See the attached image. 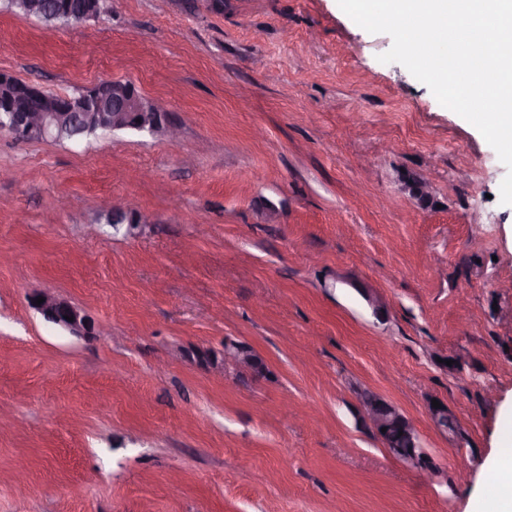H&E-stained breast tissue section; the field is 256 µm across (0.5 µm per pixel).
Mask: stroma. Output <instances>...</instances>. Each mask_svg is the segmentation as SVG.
Masks as SVG:
<instances>
[{
	"label": "stroma",
	"instance_id": "1",
	"mask_svg": "<svg viewBox=\"0 0 512 512\" xmlns=\"http://www.w3.org/2000/svg\"><path fill=\"white\" fill-rule=\"evenodd\" d=\"M391 45L337 0H108L53 29L0 0V71L129 81L181 128L0 131V512H481L512 433L506 168ZM130 199L150 222L113 231ZM46 291L106 335L45 321ZM228 340L265 375L219 376ZM361 415L371 428L377 432L384 447L388 448L394 455L425 472L431 474L435 472L436 466L427 459L425 452L420 447L413 425L394 405L376 394H369L367 402L362 401ZM383 427H386V432H382ZM396 431H402L410 440L412 448L409 451L396 454L392 450L396 446L394 442Z\"/></svg>",
	"mask_w": 512,
	"mask_h": 512
}]
</instances>
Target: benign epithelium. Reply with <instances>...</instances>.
Here are the masks:
<instances>
[{
  "instance_id": "7a95c632",
  "label": "benign epithelium",
  "mask_w": 512,
  "mask_h": 512,
  "mask_svg": "<svg viewBox=\"0 0 512 512\" xmlns=\"http://www.w3.org/2000/svg\"><path fill=\"white\" fill-rule=\"evenodd\" d=\"M78 111L82 112L83 124L72 120L69 112H56L45 108H34L28 104L19 105L12 100L0 102V130L7 131L23 141L57 140L68 134L72 137L97 127H108L112 130L132 128L138 131L174 135L175 128L167 119V109L159 102L144 96L128 97L119 82H112V111L102 112L98 104L87 98L80 102ZM136 114L141 122H129V115ZM45 302L36 304L37 297H32L31 305L43 318L60 325L76 336H100L103 328L90 318L84 311L50 293H43ZM72 317L68 321L65 316ZM255 350L240 343L224 344V373H244L253 375L261 373V367L252 359ZM429 415L433 423L442 431L453 432L456 420L443 404L439 408L429 407ZM362 418L381 438L384 447H395L394 434L397 431L410 440L412 448L399 455L404 461L434 473L435 464L429 461L420 447L418 436L411 422L390 402L376 394L368 396L362 402Z\"/></svg>"
}]
</instances>
